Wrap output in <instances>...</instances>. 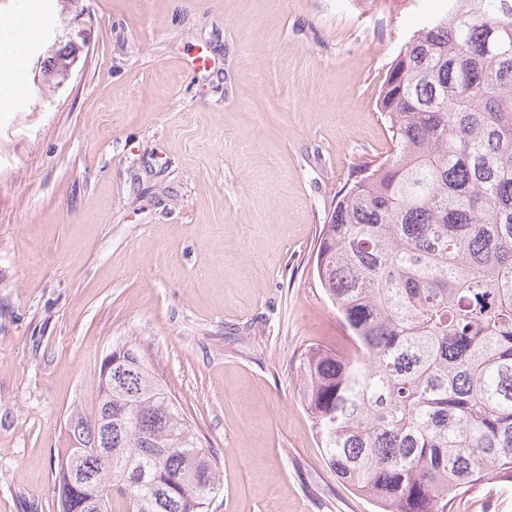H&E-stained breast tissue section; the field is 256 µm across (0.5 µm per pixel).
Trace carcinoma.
I'll return each mask as SVG.
<instances>
[{"label":"carcinoma","mask_w":512,"mask_h":512,"mask_svg":"<svg viewBox=\"0 0 512 512\" xmlns=\"http://www.w3.org/2000/svg\"><path fill=\"white\" fill-rule=\"evenodd\" d=\"M378 94L392 152L322 225L321 288L354 352L301 355L302 401L336 476L381 512H448L512 483V0H445ZM94 412L71 415L60 512H208L210 449L138 349H112ZM95 475L77 485L73 454Z\"/></svg>","instance_id":"1"}]
</instances>
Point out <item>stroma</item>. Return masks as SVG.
I'll return each instance as SVG.
<instances>
[{
  "mask_svg": "<svg viewBox=\"0 0 512 512\" xmlns=\"http://www.w3.org/2000/svg\"><path fill=\"white\" fill-rule=\"evenodd\" d=\"M81 6L65 89L0 98V512H59L64 428L118 344L216 457L209 512H377L331 469L298 367L354 349L316 240L389 155L378 91L440 0ZM448 512H512V484Z\"/></svg>",
  "mask_w": 512,
  "mask_h": 512,
  "instance_id": "35a3bbf8",
  "label": "stroma"
}]
</instances>
